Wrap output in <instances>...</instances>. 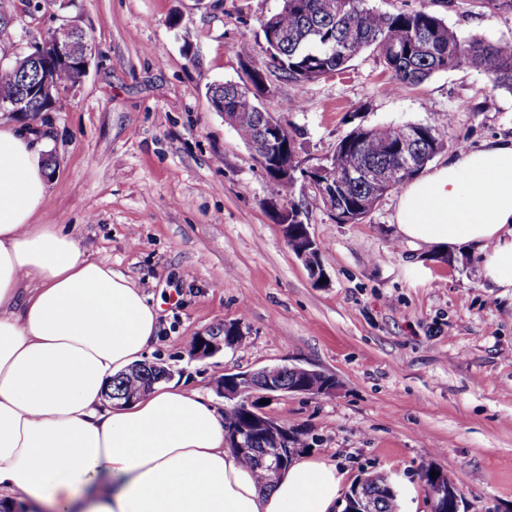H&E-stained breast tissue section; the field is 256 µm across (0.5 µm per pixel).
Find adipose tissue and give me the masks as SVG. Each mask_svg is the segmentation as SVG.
Segmentation results:
<instances>
[{"mask_svg":"<svg viewBox=\"0 0 512 512\" xmlns=\"http://www.w3.org/2000/svg\"><path fill=\"white\" fill-rule=\"evenodd\" d=\"M48 191L33 135L0 127V508L6 512H334L335 465L294 461L273 481L225 446L199 391L157 383L107 404L159 331L156 307L75 238L36 223ZM402 240L484 257L512 292V140L456 152L406 182Z\"/></svg>","mask_w":512,"mask_h":512,"instance_id":"adipose-tissue-1","label":"adipose tissue"}]
</instances>
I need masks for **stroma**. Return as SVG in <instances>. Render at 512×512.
Masks as SVG:
<instances>
[{"label": "stroma", "instance_id": "35a3bbf8", "mask_svg": "<svg viewBox=\"0 0 512 512\" xmlns=\"http://www.w3.org/2000/svg\"><path fill=\"white\" fill-rule=\"evenodd\" d=\"M427 8L458 35L512 38V14L473 0H371ZM281 0H0V59L33 51L66 23L93 36L88 70L38 120L0 112V126L43 139L49 188L37 223L77 239L159 306L145 362L201 390L220 411L224 373L295 364L336 380L330 394L270 398L261 412L301 432L303 455L335 464L345 485L383 473L399 512H431L420 471L461 488L466 512H512V296L460 249L415 250L396 236L398 191L359 223L339 224L297 179L279 197L209 86L242 77L238 49L261 43ZM379 56L302 85L270 75L262 110L294 132L300 169L325 164L355 125L431 121L439 159L512 138V93L474 69L387 93ZM320 248L325 281L288 246V207ZM238 326L242 344L200 359L196 337Z\"/></svg>", "mask_w": 512, "mask_h": 512}]
</instances>
